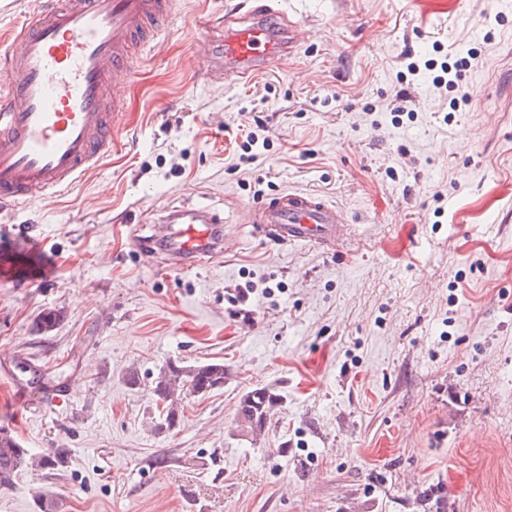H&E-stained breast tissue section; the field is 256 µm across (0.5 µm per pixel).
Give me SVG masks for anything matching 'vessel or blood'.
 Segmentation results:
<instances>
[{
    "instance_id": "b4317fda",
    "label": "vessel or blood",
    "mask_w": 512,
    "mask_h": 512,
    "mask_svg": "<svg viewBox=\"0 0 512 512\" xmlns=\"http://www.w3.org/2000/svg\"><path fill=\"white\" fill-rule=\"evenodd\" d=\"M174 0H51L30 16L0 76V199L31 203L79 184L112 151L111 84L131 77L134 45L165 30ZM299 22L284 0H262L247 15L224 17V37L203 42L201 78L230 82L293 56ZM254 234L281 244L336 245L349 220L322 197L285 192L241 210ZM221 219L203 210L161 225L137 249L188 267L224 254Z\"/></svg>"
}]
</instances>
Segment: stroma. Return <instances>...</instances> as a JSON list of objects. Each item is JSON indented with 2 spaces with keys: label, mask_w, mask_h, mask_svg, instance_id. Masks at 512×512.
Segmentation results:
<instances>
[{
  "label": "stroma",
  "mask_w": 512,
  "mask_h": 512,
  "mask_svg": "<svg viewBox=\"0 0 512 512\" xmlns=\"http://www.w3.org/2000/svg\"><path fill=\"white\" fill-rule=\"evenodd\" d=\"M43 2L0 0V58ZM256 2L176 0L116 89L111 155L65 193L0 204V426L33 456L67 451L0 487V512H512V9L288 0L295 55L199 77L196 42ZM288 190L342 209L347 238L253 237L239 207ZM192 208L224 218L230 250L145 263L132 230ZM48 309L63 319L43 332ZM169 361L227 377L159 431ZM261 387L279 401L240 436ZM215 454L217 482L198 470ZM275 402L276 395L265 387L246 392L239 405L237 419L239 426L252 432L261 431Z\"/></svg>",
  "instance_id": "obj_1"
}]
</instances>
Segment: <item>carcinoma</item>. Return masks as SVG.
I'll list each match as a JSON object with an SVG mask.
<instances>
[{
    "mask_svg": "<svg viewBox=\"0 0 512 512\" xmlns=\"http://www.w3.org/2000/svg\"><path fill=\"white\" fill-rule=\"evenodd\" d=\"M223 386L224 364L220 362L190 366L177 361L168 362L151 388L152 401L159 417L156 429L171 430L179 423L177 403L182 396H204ZM275 402L276 395L265 387L246 392L239 405V426L252 432L262 430ZM66 460L67 451L64 448H56L39 458L32 457L12 429L0 427V486L10 485L14 476L29 465L57 470L64 466Z\"/></svg>",
    "mask_w": 512,
    "mask_h": 512,
    "instance_id": "1",
    "label": "carcinoma"
}]
</instances>
